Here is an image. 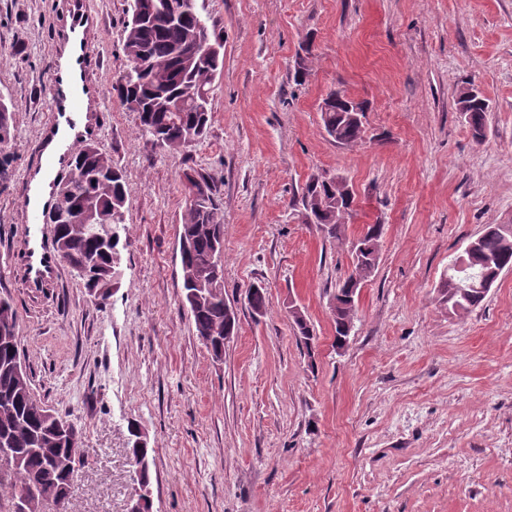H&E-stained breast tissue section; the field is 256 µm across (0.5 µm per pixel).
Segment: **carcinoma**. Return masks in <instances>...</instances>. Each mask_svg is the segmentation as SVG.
I'll return each instance as SVG.
<instances>
[{
    "instance_id": "carcinoma-1",
    "label": "carcinoma",
    "mask_w": 512,
    "mask_h": 512,
    "mask_svg": "<svg viewBox=\"0 0 512 512\" xmlns=\"http://www.w3.org/2000/svg\"><path fill=\"white\" fill-rule=\"evenodd\" d=\"M183 0H129L124 26L123 49L126 69L112 83L121 107L137 114L139 129L157 146L184 150L206 138L212 120L210 93L224 69V36L208 25L197 12L180 14ZM193 87L199 93L188 96ZM331 111L321 113L327 134L336 142L354 145L364 131L349 120L351 99L345 92L329 94ZM460 111L476 139L484 136L488 100L480 91L464 89ZM15 104L0 93V149L14 140ZM72 162L82 179L57 190L55 209L62 216L61 227L53 230L51 247L64 255L67 265L84 287L106 291L112 287L117 244L106 246L94 237L88 225L125 222L126 175L112 157L91 141L79 147ZM185 205L178 233L183 298L196 282L205 278L219 250L224 246L223 215L217 183L209 174L193 168L182 174ZM301 203L307 223L315 224L328 237L346 239V218L353 210L354 196L336 186L332 176L308 180ZM384 225L368 224L351 242L353 270L339 281L334 299L335 344L342 348L354 327L361 281L369 278L379 263L380 239ZM475 247L461 254L460 269L444 285L448 310L465 314L478 307L486 293L481 290L486 275L512 268V224H491L473 240ZM89 256L97 257L94 268L85 269ZM248 304L257 316L267 310L264 288L252 286ZM224 285L204 300L188 307L196 335L209 352L224 354V337L237 333V316L229 315ZM293 328L307 354H313L316 334L299 308L290 311ZM17 315L8 299L0 298V438L12 441L14 465L0 462V475L8 474L11 502L27 497L31 489L43 488V502H53L56 512H67L71 491L70 473L57 461L69 445L82 439V428L69 421V433H58L64 416L48 407L34 394L30 376L17 381L13 363L21 360Z\"/></svg>"
}]
</instances>
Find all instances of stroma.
Returning a JSON list of instances; mask_svg holds the SVG:
<instances>
[{
    "label": "stroma",
    "instance_id": "35a3bbf8",
    "mask_svg": "<svg viewBox=\"0 0 512 512\" xmlns=\"http://www.w3.org/2000/svg\"><path fill=\"white\" fill-rule=\"evenodd\" d=\"M108 77L125 67L126 0H90ZM67 0H0V91L15 139L0 179V296L17 311L38 398L83 428L67 512H127L129 425L152 450L153 512H512V270L479 307L448 313V267L489 224H512V0H197L224 32L203 141L178 153L108 99L99 148L127 176L111 292L70 267L28 288L23 172L49 117ZM312 39L305 83L296 54ZM23 55H15V48ZM490 109L474 139L458 95ZM367 106L363 142L336 143L320 107ZM209 173L224 218V297L238 331L214 360L182 303L181 175ZM346 177L348 239L385 227L336 351L330 300L349 246L305 223L309 177ZM269 306L253 315L248 288ZM314 326L304 354L289 316Z\"/></svg>",
    "mask_w": 512,
    "mask_h": 512
}]
</instances>
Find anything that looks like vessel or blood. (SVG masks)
I'll list each match as a JSON object with an SVG mask.
<instances>
[{"label": "vessel or blood", "instance_id": "obj_1", "mask_svg": "<svg viewBox=\"0 0 512 512\" xmlns=\"http://www.w3.org/2000/svg\"><path fill=\"white\" fill-rule=\"evenodd\" d=\"M102 37L100 19L89 0H69L51 66V118L41 133L39 160L24 173L28 191L22 203L23 272L32 288L51 286L59 272V261L45 242L46 216L55 202L57 180L76 149L95 134V114L106 103V75L92 71L90 55Z\"/></svg>", "mask_w": 512, "mask_h": 512}]
</instances>
